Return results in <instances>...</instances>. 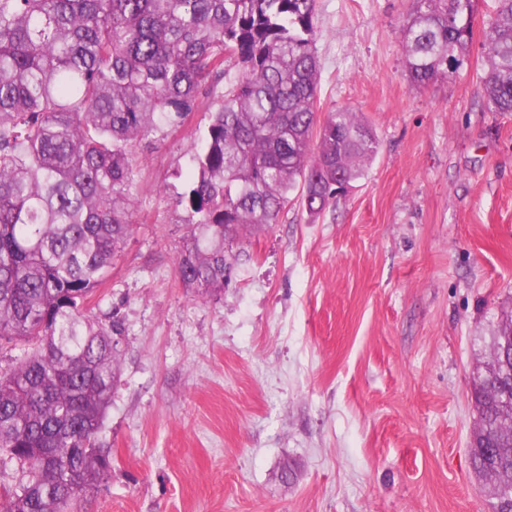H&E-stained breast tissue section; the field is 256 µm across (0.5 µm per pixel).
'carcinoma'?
Listing matches in <instances>:
<instances>
[{
	"mask_svg": "<svg viewBox=\"0 0 512 512\" xmlns=\"http://www.w3.org/2000/svg\"><path fill=\"white\" fill-rule=\"evenodd\" d=\"M484 31V108L512 113V0ZM477 0H413L401 29L417 87L447 79ZM316 0H0V339L24 343L0 375V512H76L104 480L98 435L120 357L117 321L87 313L132 230L136 148L207 99L177 203L183 287L220 296L244 240L299 195L309 217L362 178L379 149L355 112H317ZM234 60L232 73L225 63ZM502 312L491 361L512 366ZM473 377V468L512 498V401Z\"/></svg>",
	"mask_w": 512,
	"mask_h": 512,
	"instance_id": "carcinoma-1",
	"label": "carcinoma"
}]
</instances>
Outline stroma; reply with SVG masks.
Instances as JSON below:
<instances>
[{"label":"stroma","mask_w":512,"mask_h":512,"mask_svg":"<svg viewBox=\"0 0 512 512\" xmlns=\"http://www.w3.org/2000/svg\"><path fill=\"white\" fill-rule=\"evenodd\" d=\"M411 7L317 0L320 110L357 112L378 154L317 220L295 201L252 236L220 298L175 268L204 112L138 147L132 231L91 302L124 327L112 470L79 512H491L471 384L512 308V114L482 106L493 0L425 88Z\"/></svg>","instance_id":"stroma-1"}]
</instances>
